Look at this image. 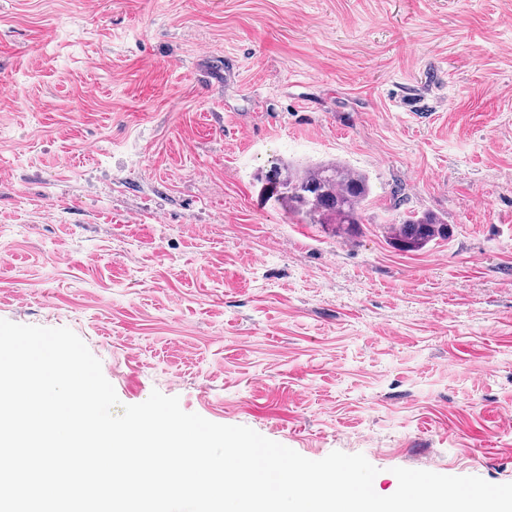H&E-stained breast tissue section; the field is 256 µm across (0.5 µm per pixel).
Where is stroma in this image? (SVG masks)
Here are the masks:
<instances>
[{
	"label": "stroma",
	"instance_id": "obj_1",
	"mask_svg": "<svg viewBox=\"0 0 512 512\" xmlns=\"http://www.w3.org/2000/svg\"><path fill=\"white\" fill-rule=\"evenodd\" d=\"M276 158L367 174L359 228ZM413 209L448 238L390 245ZM0 319L381 496L512 483V0H0ZM266 181L288 208L308 224L355 228L371 194L368 177L339 161L292 164L275 161Z\"/></svg>",
	"mask_w": 512,
	"mask_h": 512
}]
</instances>
